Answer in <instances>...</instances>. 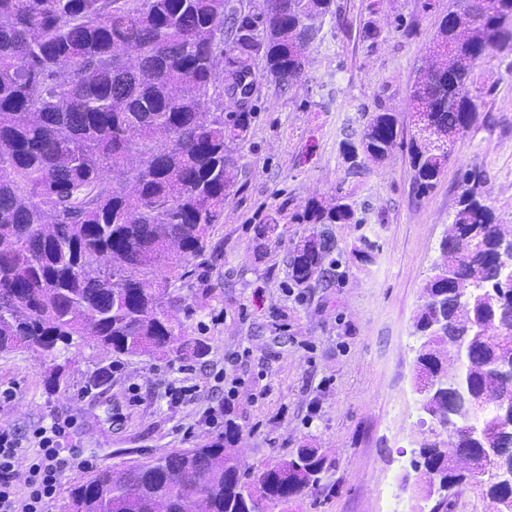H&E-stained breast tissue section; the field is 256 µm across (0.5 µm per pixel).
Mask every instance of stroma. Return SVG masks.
<instances>
[{
	"instance_id": "1",
	"label": "stroma",
	"mask_w": 512,
	"mask_h": 512,
	"mask_svg": "<svg viewBox=\"0 0 512 512\" xmlns=\"http://www.w3.org/2000/svg\"><path fill=\"white\" fill-rule=\"evenodd\" d=\"M335 3L302 79L283 88L257 79L248 134L233 145L238 175L210 236L218 259L181 290L190 308L184 334L204 342L205 355L118 357L92 343L76 346L59 357L65 374L50 394L44 357L0 352V391L13 394L0 402V427L22 432L75 418L73 440L99 469L206 443L229 420L239 428L235 451L251 470L304 447L328 459L313 496L273 512H410L402 478L424 431L415 409L414 320L463 171L484 175L483 196L500 223L512 224V58L479 70L478 120L421 196L405 145L415 133L408 103L449 0ZM369 25L378 39L364 38ZM384 110L396 116L402 144L348 176L342 141L357 139L367 116ZM340 194L353 211L350 223L330 227L343 278L292 286L287 254L310 230L295 214ZM259 224L277 225L278 238L258 245ZM364 236L376 244L370 263L355 253ZM101 367L108 387L87 390L86 376ZM191 386L200 390L195 400L173 402ZM218 405L223 416L210 418Z\"/></svg>"
}]
</instances>
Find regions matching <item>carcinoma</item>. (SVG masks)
Segmentation results:
<instances>
[{
	"label": "carcinoma",
	"instance_id": "carcinoma-1",
	"mask_svg": "<svg viewBox=\"0 0 512 512\" xmlns=\"http://www.w3.org/2000/svg\"><path fill=\"white\" fill-rule=\"evenodd\" d=\"M269 13L253 0H0V352L19 344L57 355L76 340L119 355L162 352L200 357L204 346L183 336L178 314L190 312L176 283L193 276L215 224L224 215L237 159L231 144L246 137L255 65L283 85L304 76L310 29L334 16V0H279ZM465 28L443 18L433 38L435 64L421 73L412 112L425 113L431 138L415 135L408 152L418 189H433L453 148L433 143L466 131L477 118L484 61L512 55V0H482ZM234 47L224 52V29ZM237 105L224 111V96ZM458 107L448 109V98ZM400 136L396 117L373 113L358 140L342 144L372 163L387 159ZM469 187L453 223L477 260L452 267L461 280L494 282L493 256L512 227L498 222ZM343 198L311 200L295 216L311 231L289 250L297 286L341 279L328 225L347 224ZM435 267L428 284L440 295L420 306L415 331L453 329L452 288ZM484 340L468 341L461 390L488 400L499 388L489 369L512 352V317L491 299L469 306ZM237 428L190 449H172L116 472L96 471L68 490L71 512H270L319 487L326 457L317 448L257 473L237 472ZM433 429L421 440V464L441 479L467 483L484 497L503 491L485 459L453 474Z\"/></svg>",
	"mask_w": 512,
	"mask_h": 512
}]
</instances>
